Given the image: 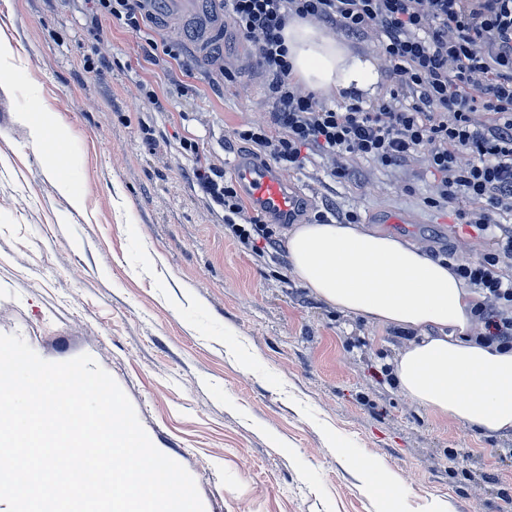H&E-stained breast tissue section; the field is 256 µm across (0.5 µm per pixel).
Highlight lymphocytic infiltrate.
Masks as SVG:
<instances>
[{"label":"lymphocytic infiltrate","mask_w":512,"mask_h":512,"mask_svg":"<svg viewBox=\"0 0 512 512\" xmlns=\"http://www.w3.org/2000/svg\"><path fill=\"white\" fill-rule=\"evenodd\" d=\"M266 79V123L237 140L282 170L311 156L334 178L360 163L430 178L426 207L454 210L484 243L476 257L449 256L477 299L471 336L512 349V0H225ZM299 18L337 36L372 40L388 84L369 103L331 104L305 91L288 60L283 31ZM421 170H413L414 160ZM192 175L224 212L244 247L279 250L276 225L247 215L236 181L208 163Z\"/></svg>","instance_id":"1"}]
</instances>
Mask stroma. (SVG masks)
I'll return each instance as SVG.
<instances>
[{
  "label": "stroma",
  "instance_id": "1",
  "mask_svg": "<svg viewBox=\"0 0 512 512\" xmlns=\"http://www.w3.org/2000/svg\"><path fill=\"white\" fill-rule=\"evenodd\" d=\"M91 8L0 0V40L20 55L0 72V333L51 362L91 355L194 478L205 512H382L353 457L402 482L394 512H512V433L403 397L394 328L327 305L281 255L245 250L190 179L196 159L227 172L251 155L234 131L272 110L233 25L203 54L192 30L168 29L169 5L136 33ZM155 42L175 57L154 61ZM211 57L239 59L234 81ZM142 81L160 105L142 100ZM41 112L61 121L66 193L46 172L56 143L34 140ZM363 174L340 183L319 160L294 174L300 223L331 204L375 233L476 256L468 227L424 206L426 181L407 191L404 173Z\"/></svg>",
  "mask_w": 512,
  "mask_h": 512
}]
</instances>
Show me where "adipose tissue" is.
Instances as JSON below:
<instances>
[{"label": "adipose tissue", "instance_id": "1", "mask_svg": "<svg viewBox=\"0 0 512 512\" xmlns=\"http://www.w3.org/2000/svg\"><path fill=\"white\" fill-rule=\"evenodd\" d=\"M295 76L323 94L375 93L369 62L312 25L284 30ZM291 272L336 309L413 331L394 364L401 393L466 428L512 432V350L471 339L475 296L420 246L358 224H299L288 233Z\"/></svg>", "mask_w": 512, "mask_h": 512}]
</instances>
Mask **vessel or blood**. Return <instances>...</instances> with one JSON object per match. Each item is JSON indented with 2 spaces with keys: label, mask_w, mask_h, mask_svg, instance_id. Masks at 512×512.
<instances>
[{
  "label": "vessel or blood",
  "mask_w": 512,
  "mask_h": 512,
  "mask_svg": "<svg viewBox=\"0 0 512 512\" xmlns=\"http://www.w3.org/2000/svg\"><path fill=\"white\" fill-rule=\"evenodd\" d=\"M195 22L200 44H207L211 34L224 24V14L216 0H200ZM232 171L256 215L284 223L295 219L304 191L285 174L270 164L243 156L233 160Z\"/></svg>",
  "instance_id": "obj_1"
}]
</instances>
